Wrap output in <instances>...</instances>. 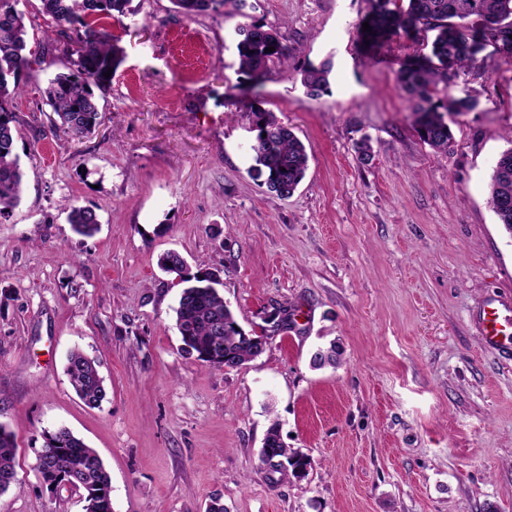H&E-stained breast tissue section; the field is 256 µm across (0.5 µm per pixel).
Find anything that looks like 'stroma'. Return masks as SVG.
Returning <instances> with one entry per match:
<instances>
[{"label": "stroma", "mask_w": 512, "mask_h": 512, "mask_svg": "<svg viewBox=\"0 0 512 512\" xmlns=\"http://www.w3.org/2000/svg\"><path fill=\"white\" fill-rule=\"evenodd\" d=\"M132 5L104 22L125 56L93 134L51 123L44 91L66 55L23 73L12 104L24 188L0 221V424L17 435V483L0 512H85L82 492L36 469L60 425L102 458L113 512H206L216 497L227 512H512V353L478 324L488 300L512 310V235L487 203L512 134V57L486 48L460 80L455 96L479 105L441 153L396 83L423 45L364 53L368 0H227L192 17L171 0ZM252 22L288 47L258 82L238 70L235 27ZM325 60L314 99L300 74ZM255 106L306 146L290 197L251 170ZM70 203L96 211L94 237L73 232ZM167 251L221 270L262 354L224 370L182 351ZM332 344L340 364L314 367ZM76 347L100 361V407L65 373ZM274 424L305 473L262 465Z\"/></svg>", "instance_id": "1"}]
</instances>
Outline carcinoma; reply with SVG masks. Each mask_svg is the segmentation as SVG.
<instances>
[{"label":"carcinoma","mask_w":512,"mask_h":512,"mask_svg":"<svg viewBox=\"0 0 512 512\" xmlns=\"http://www.w3.org/2000/svg\"><path fill=\"white\" fill-rule=\"evenodd\" d=\"M47 21L46 37L55 32L70 60L67 73H58L46 89V98L56 114L59 129L73 139L92 134L102 122L95 90L111 79L105 73L118 66L123 49L112 35L98 27L104 18L133 13L132 0H41ZM177 12L191 17L224 7L225 0H172ZM17 0H0V219H6L23 193L20 158L14 153V114L10 105L23 91L20 79L31 66L27 54L25 16ZM370 31L360 32L361 41L374 46L398 34L424 30L434 33L431 53L405 59L398 71L400 89L410 102L412 123L419 138L436 151L446 152L453 139L450 117L471 112L478 106L472 96L455 97L451 89L461 76L480 69L478 54L492 44L512 53V0H372ZM239 69L257 79L288 51L278 34L262 24L236 28ZM275 51L268 52L266 48ZM331 62L311 65L302 72L301 83L312 97L328 86ZM250 112L259 126L253 170L266 177L270 191L291 196L308 168L305 145L272 113L253 105ZM488 202L499 224L512 235V146L504 150L492 168ZM68 221L76 233L92 237L100 230L96 211L69 205ZM160 267L185 284L175 308V327L182 350L214 367L231 363L238 367L257 356L233 312L225 305L215 285L219 272L192 274L180 254L169 251L159 258ZM66 374L79 398L97 407L106 396L98 363L79 349L67 356ZM37 469L43 480L58 488L70 485L84 492L86 512H112L111 478L98 452L71 430L61 427L42 434ZM15 433L0 424V493L17 481ZM285 458L296 469L310 462L289 454L279 431L271 427L261 450L264 465L280 466Z\"/></svg>","instance_id":"obj_1"}]
</instances>
